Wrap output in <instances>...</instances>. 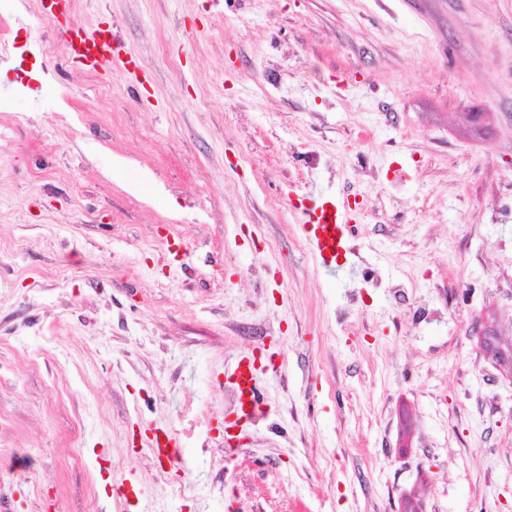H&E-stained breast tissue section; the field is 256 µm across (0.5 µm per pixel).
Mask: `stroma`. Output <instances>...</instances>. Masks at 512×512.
<instances>
[{
	"label": "stroma",
	"instance_id": "35a3bbf8",
	"mask_svg": "<svg viewBox=\"0 0 512 512\" xmlns=\"http://www.w3.org/2000/svg\"><path fill=\"white\" fill-rule=\"evenodd\" d=\"M14 10L0 512H512L479 336L512 337V0H72L108 79ZM327 200L357 226L332 267L302 229ZM259 346L271 412L231 460L224 368ZM57 33L69 41L72 53L88 70L102 77L112 75L119 61V57L112 53L111 44L116 40L112 30L70 28L66 25ZM142 447L149 448L154 457L161 463L164 459L173 458L178 448L176 439L170 431H164L159 428H153L141 438Z\"/></svg>",
	"mask_w": 512,
	"mask_h": 512
}]
</instances>
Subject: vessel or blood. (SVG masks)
Wrapping results in <instances>:
<instances>
[{
    "mask_svg": "<svg viewBox=\"0 0 512 512\" xmlns=\"http://www.w3.org/2000/svg\"><path fill=\"white\" fill-rule=\"evenodd\" d=\"M58 34L69 41L73 54L88 70L102 77L110 76L114 71L118 58L112 52L115 36L111 31L66 26L59 29ZM303 229L314 256L323 265L332 266L341 255L346 254L352 233L351 217L346 209L324 203L306 210ZM263 371V366L257 364L255 359L244 357L229 367L226 373L227 379L236 381L255 409L261 406L258 378ZM141 444L160 461L176 454L177 442L173 433L159 428L146 433Z\"/></svg>",
    "mask_w": 512,
    "mask_h": 512,
    "instance_id": "vessel-or-blood-1",
    "label": "vessel or blood"
}]
</instances>
